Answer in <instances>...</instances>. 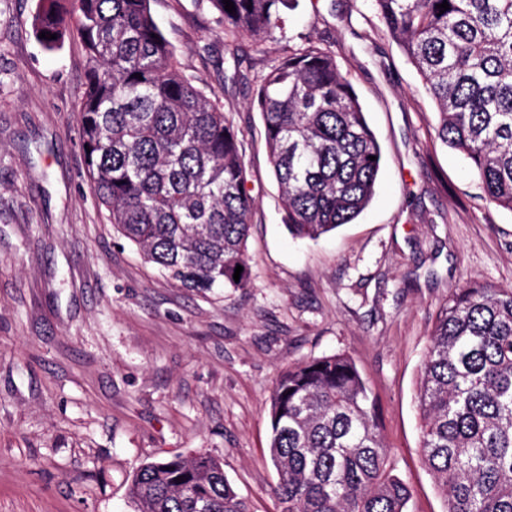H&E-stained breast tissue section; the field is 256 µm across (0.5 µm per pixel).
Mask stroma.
<instances>
[{"label":"stroma","instance_id":"obj_1","mask_svg":"<svg viewBox=\"0 0 512 512\" xmlns=\"http://www.w3.org/2000/svg\"><path fill=\"white\" fill-rule=\"evenodd\" d=\"M39 0H0V512H134L140 467L219 459L251 512H276L270 396L288 365L350 355L371 387L408 512H444L415 403L435 315L472 279L512 288V212L433 137L437 108L366 0H300L285 40L227 42L208 0H152L186 74L237 131L254 199L249 284L167 280L113 229L79 147L78 36L45 50ZM331 52L383 164L352 223L319 241L282 222L256 78L284 44Z\"/></svg>","mask_w":512,"mask_h":512}]
</instances>
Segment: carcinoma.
I'll use <instances>...</instances> for the list:
<instances>
[{"label": "carcinoma", "instance_id": "obj_1", "mask_svg": "<svg viewBox=\"0 0 512 512\" xmlns=\"http://www.w3.org/2000/svg\"><path fill=\"white\" fill-rule=\"evenodd\" d=\"M208 2L224 36L258 44L298 7L231 0L230 13L223 0ZM369 2L436 103L437 139L512 212V0ZM32 27L56 35L39 39L47 50L72 29L84 43L80 141L113 227L184 288L246 287L254 201L240 141L215 92L182 70L151 0H41ZM255 101L289 234L317 240L353 222L374 196L383 156L334 55L309 43L286 49ZM430 339L417 388L420 449L446 512H512V288L467 282ZM270 426L278 512H407L410 488L393 474L376 400L349 355L282 372ZM129 493L138 512H249L211 457L148 462Z\"/></svg>", "mask_w": 512, "mask_h": 512}]
</instances>
